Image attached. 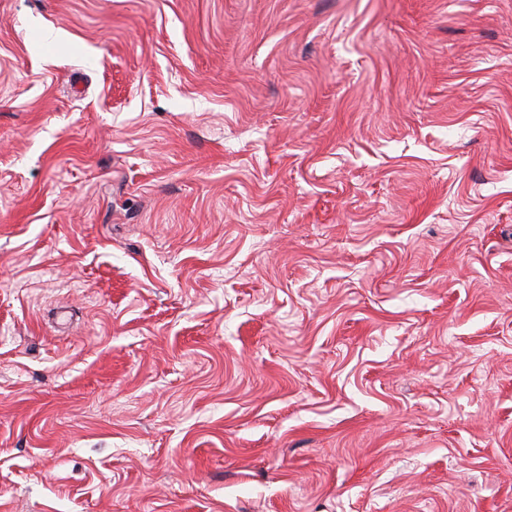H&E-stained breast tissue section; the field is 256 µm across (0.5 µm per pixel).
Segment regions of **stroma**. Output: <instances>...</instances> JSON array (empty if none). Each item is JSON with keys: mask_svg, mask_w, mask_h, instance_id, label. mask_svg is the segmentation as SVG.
Segmentation results:
<instances>
[{"mask_svg": "<svg viewBox=\"0 0 512 512\" xmlns=\"http://www.w3.org/2000/svg\"><path fill=\"white\" fill-rule=\"evenodd\" d=\"M0 512H512V0H0Z\"/></svg>", "mask_w": 512, "mask_h": 512, "instance_id": "1", "label": "stroma"}]
</instances>
